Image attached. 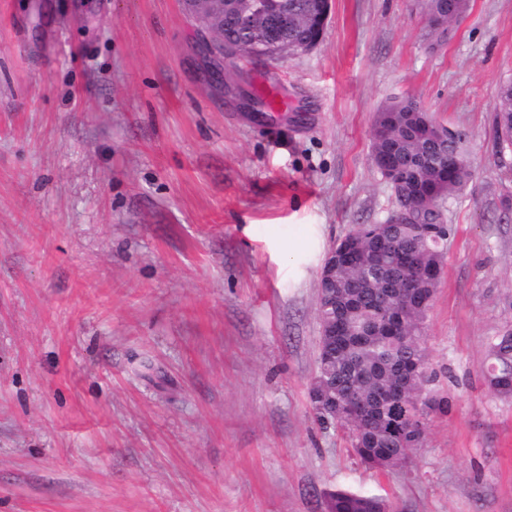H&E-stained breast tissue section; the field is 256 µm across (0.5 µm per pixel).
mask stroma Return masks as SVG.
<instances>
[{
    "mask_svg": "<svg viewBox=\"0 0 512 512\" xmlns=\"http://www.w3.org/2000/svg\"><path fill=\"white\" fill-rule=\"evenodd\" d=\"M180 0H0V512H512V397L483 373L512 331V0H470L431 48L411 0H333L312 51L255 61L254 112L208 83ZM417 100L466 136L472 176L424 345L413 464L359 462L310 399L318 282L383 223L378 109ZM494 112L495 145L500 150L512 148V79L498 85ZM329 512H380L385 501L373 494L349 488H336L326 493Z\"/></svg>",
    "mask_w": 512,
    "mask_h": 512,
    "instance_id": "35a3bbf8",
    "label": "stroma"
}]
</instances>
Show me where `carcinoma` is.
<instances>
[{
  "label": "carcinoma",
  "instance_id": "obj_1",
  "mask_svg": "<svg viewBox=\"0 0 512 512\" xmlns=\"http://www.w3.org/2000/svg\"><path fill=\"white\" fill-rule=\"evenodd\" d=\"M309 0H288V28L272 21L277 0H236L231 7H252L269 23L275 38L288 44L312 45L323 32ZM496 147L512 148V79L498 85L494 106ZM437 122L417 101L395 98L376 113L372 157L395 153L399 184L393 186L396 209L389 226L392 264H370L378 248L372 225L361 224L352 243L336 241V281H319L317 371L311 402L322 423L333 420L350 399L362 405V417L345 424L353 449L367 466L385 469L413 463L412 441L424 434V420L432 411H445L449 402L434 394L436 373L430 369L422 337L428 309L409 310V289L421 292L420 270L442 266L447 237L414 232L407 215L418 198H429L434 211L416 215L420 221L440 220L441 202L470 181L465 167L448 171V164L466 156L464 134L448 130L434 134ZM488 386L512 395V332L497 336L488 347ZM329 512H379L385 501L349 488L326 493Z\"/></svg>",
  "mask_w": 512,
  "mask_h": 512
}]
</instances>
